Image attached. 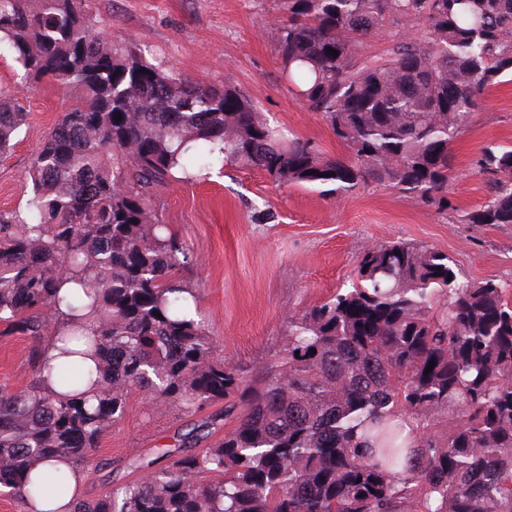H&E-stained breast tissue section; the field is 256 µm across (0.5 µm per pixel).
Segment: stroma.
<instances>
[{
    "mask_svg": "<svg viewBox=\"0 0 512 512\" xmlns=\"http://www.w3.org/2000/svg\"><path fill=\"white\" fill-rule=\"evenodd\" d=\"M91 11L106 38L146 46L197 81L232 85L271 123L310 140L324 156H347L328 123L281 78L272 25L277 0H91ZM20 74L12 55L1 52L0 90L23 101L27 124L11 153L0 158V211L25 206V171L42 136L70 104L52 84L29 90ZM491 143L512 147L508 77L485 93L451 146L456 175L448 190L457 208L468 211L485 201L471 162ZM155 194L163 221L193 253L187 276L199 290L214 358L247 377L278 359L289 317L333 295L353 276L368 245L422 242L448 253L466 278L512 280V227L459 224L385 185L327 198L278 187L256 169L227 166L192 184L170 181ZM261 210L272 212V220L256 223ZM27 346L25 337L0 336V386L20 390L31 382ZM190 423L177 404L131 393L123 417L99 440L96 466L82 472V495L145 480L147 471L134 460L177 448Z\"/></svg>",
    "mask_w": 512,
    "mask_h": 512,
    "instance_id": "stroma-1",
    "label": "stroma"
}]
</instances>
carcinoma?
Here are the masks:
<instances>
[{"label": "carcinoma", "instance_id": "1", "mask_svg": "<svg viewBox=\"0 0 512 512\" xmlns=\"http://www.w3.org/2000/svg\"><path fill=\"white\" fill-rule=\"evenodd\" d=\"M278 7L281 77L348 159L285 134L230 85L105 38L89 0H0V46L25 82L72 97L28 167L26 207L0 212V336L26 337L33 369L26 388L0 386L1 496L33 503L46 487L67 490L37 466L62 457L82 471L139 391L199 416L195 442L164 466L138 462L153 468L148 480L73 512H512V283L466 279L423 243L375 244L348 287L288 319L279 360L247 379L213 359L184 278L193 253L161 221L154 192L177 173L189 182L234 164L281 188L338 198L384 184L456 211L451 144L512 76V0ZM407 22L417 30L364 53ZM26 117L0 91V156ZM473 170L487 198L459 221L511 227L512 149L485 146ZM68 285L88 303L71 304ZM54 336L75 348L51 366ZM231 418L223 438L196 447ZM433 420L444 432H426ZM407 426L419 432L414 457Z\"/></svg>", "mask_w": 512, "mask_h": 512}]
</instances>
